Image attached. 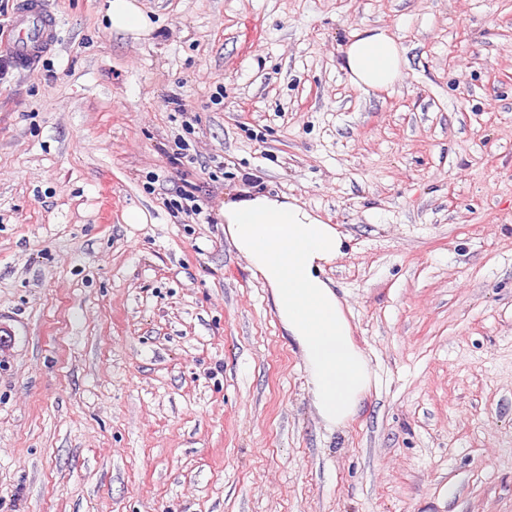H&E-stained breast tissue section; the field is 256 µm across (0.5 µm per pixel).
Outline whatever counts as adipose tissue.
Instances as JSON below:
<instances>
[{"instance_id": "ef3b65f1", "label": "adipose tissue", "mask_w": 512, "mask_h": 512, "mask_svg": "<svg viewBox=\"0 0 512 512\" xmlns=\"http://www.w3.org/2000/svg\"><path fill=\"white\" fill-rule=\"evenodd\" d=\"M405 64L403 48L379 26L357 29L343 50L349 83L367 93L397 83ZM221 213L225 234L268 288L283 331L300 349L318 415L327 424L344 425L358 413L374 379L326 276L327 266L344 254L345 236L284 194L228 200Z\"/></svg>"}]
</instances>
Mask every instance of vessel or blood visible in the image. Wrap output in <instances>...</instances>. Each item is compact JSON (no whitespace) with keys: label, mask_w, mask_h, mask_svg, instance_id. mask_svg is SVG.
Masks as SVG:
<instances>
[{"label":"vessel or blood","mask_w":512,"mask_h":512,"mask_svg":"<svg viewBox=\"0 0 512 512\" xmlns=\"http://www.w3.org/2000/svg\"><path fill=\"white\" fill-rule=\"evenodd\" d=\"M57 39V21L45 0H21L10 29L0 35V49L8 52L16 66L31 69Z\"/></svg>","instance_id":"b4317fda"}]
</instances>
